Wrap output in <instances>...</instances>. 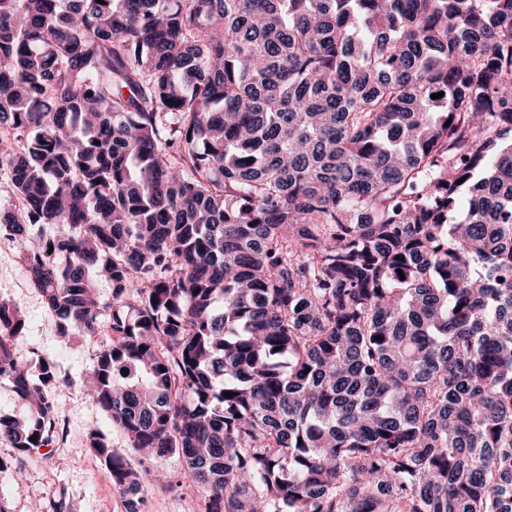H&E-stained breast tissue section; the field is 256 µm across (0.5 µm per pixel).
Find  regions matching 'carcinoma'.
Returning <instances> with one entry per match:
<instances>
[{"mask_svg": "<svg viewBox=\"0 0 512 512\" xmlns=\"http://www.w3.org/2000/svg\"><path fill=\"white\" fill-rule=\"evenodd\" d=\"M509 135L512 0H0V232L110 337L127 512L146 453L187 512H512ZM24 324L0 298L21 460L62 419ZM145 467L151 473L166 474L168 482L147 488L142 512H183L184 500L189 499L190 494L198 496L199 487L176 455L152 457L145 461Z\"/></svg>", "mask_w": 512, "mask_h": 512, "instance_id": "cac0c4a2", "label": "carcinoma"}]
</instances>
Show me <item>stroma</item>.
I'll list each match as a JSON object with an SVG mask.
<instances>
[{
	"label": "stroma",
	"instance_id": "1",
	"mask_svg": "<svg viewBox=\"0 0 512 512\" xmlns=\"http://www.w3.org/2000/svg\"><path fill=\"white\" fill-rule=\"evenodd\" d=\"M0 298L18 304L25 330L14 345L16 358L37 369L40 359L52 360L62 382L54 399L62 410L66 438L38 460L23 464L22 473L0 472V506L5 512H48L54 501L65 500L68 512H126L120 491L108 471L86 444L91 430L103 432L112 447L124 449L122 433L108 415L83 395L84 376L105 337L91 340L62 336L57 318L42 293L29 282L14 242L0 236ZM150 472L168 477L167 483L150 485L143 512H182L184 501L197 486L174 455L146 461Z\"/></svg>",
	"mask_w": 512,
	"mask_h": 512
}]
</instances>
